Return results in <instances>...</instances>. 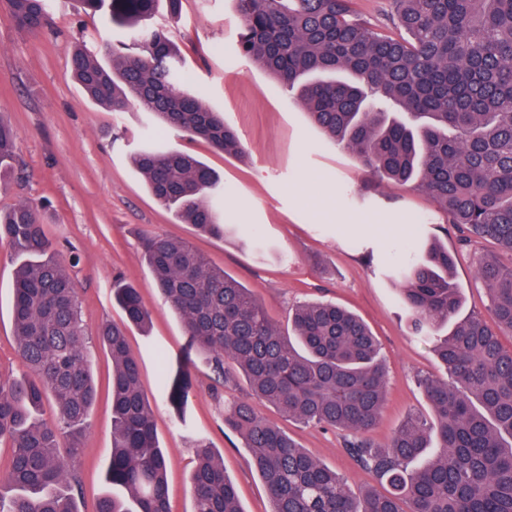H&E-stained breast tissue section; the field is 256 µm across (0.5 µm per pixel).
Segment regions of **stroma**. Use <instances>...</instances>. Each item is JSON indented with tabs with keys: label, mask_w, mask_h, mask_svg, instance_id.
<instances>
[{
	"label": "stroma",
	"mask_w": 512,
	"mask_h": 512,
	"mask_svg": "<svg viewBox=\"0 0 512 512\" xmlns=\"http://www.w3.org/2000/svg\"><path fill=\"white\" fill-rule=\"evenodd\" d=\"M156 22L169 25L186 57L188 86L205 90L206 104L240 137L243 152L229 156L202 140L158 129L145 112L114 114L90 103L71 71L75 47L128 40V29L86 13L80 0H51L47 26L18 25L7 0H0V116L19 131L16 156L22 181L0 185V208L22 201L44 208L47 231L64 259L78 258L71 273L80 289L89 330L121 321L112 282L139 288L151 313L148 330L130 327L128 345L140 360L142 387L154 410L158 442L167 455L172 512H190L193 437L206 439L224 463L243 512H270L271 503L249 451L224 426L225 402L246 397L242 376L215 385L210 371L191 353L181 321L150 288L142 256V233L193 242L210 264L239 280L263 304L280 329L297 303L329 301L360 316L380 345L387 366L388 400L373 432L385 443L411 414L430 416L418 377H444L430 341L414 336L399 295L385 274L427 236L456 257L454 279L462 312L488 317L489 297L477 279L478 262L512 256L482 241L462 246L426 192L368 177L356 158L314 126L301 103L266 70L238 50L240 20L234 0H182L177 19L158 8ZM154 144L188 150L220 175L219 207L228 225L224 237L201 234L175 221L149 193L130 153ZM16 258L0 242V375H19L12 300ZM185 379L190 393L178 409L163 381ZM97 402L83 449L71 467L77 473L82 512L108 489L105 472L112 451V359L97 350ZM261 413L320 462L343 475L352 491L374 486L373 477L344 451L340 432L304 426L264 405Z\"/></svg>",
	"instance_id": "obj_1"
}]
</instances>
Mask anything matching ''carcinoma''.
Here are the masks:
<instances>
[{
  "label": "carcinoma",
  "mask_w": 512,
  "mask_h": 512,
  "mask_svg": "<svg viewBox=\"0 0 512 512\" xmlns=\"http://www.w3.org/2000/svg\"><path fill=\"white\" fill-rule=\"evenodd\" d=\"M20 26H44L50 0H7ZM91 14L131 30V42L75 50L84 95L113 112L135 108L167 128L228 155L236 133L199 93L181 90L183 60L167 28L152 19L160 0H81ZM238 49L288 90L312 123L382 181L429 193L472 243L492 240L512 256V0H389L374 25L354 0H235ZM18 130L0 117V177L16 170ZM132 160L149 191L182 224L222 237L220 179L184 150L144 148ZM17 256L12 317L23 374L0 378V445L11 449L0 512H80V453L96 400L93 344L112 358V453L107 493L94 512H171L167 462L153 408L126 329L150 313L138 288L112 286L124 321H106L92 341L79 288L59 258L38 209L0 210V240ZM153 285L179 315L189 347L215 379L242 374L253 397L283 416L343 432L344 449L382 489L355 494L245 400L224 405L272 512H512V265L481 262L489 318L461 315L454 256L416 241L394 270L416 336L434 344L450 377L424 378L429 420L410 416L384 445L371 437L386 401L375 336L331 302L296 306L281 332L262 303L192 245L146 233ZM52 401L58 418L39 415ZM191 512H243L224 464L198 439Z\"/></svg>",
  "instance_id": "1"
}]
</instances>
